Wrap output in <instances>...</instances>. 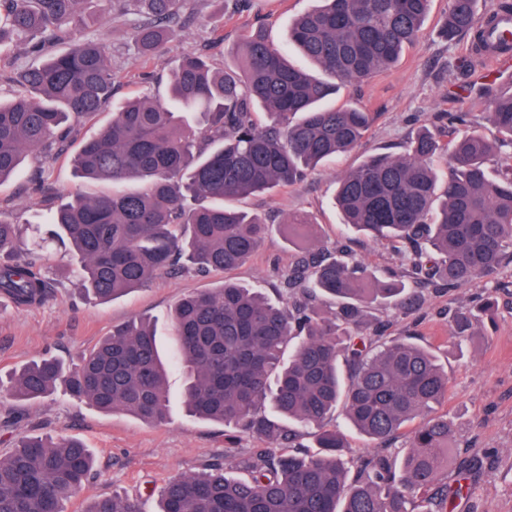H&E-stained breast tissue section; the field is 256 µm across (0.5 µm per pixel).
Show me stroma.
Here are the masks:
<instances>
[{
  "label": "stroma",
  "mask_w": 512,
  "mask_h": 512,
  "mask_svg": "<svg viewBox=\"0 0 512 512\" xmlns=\"http://www.w3.org/2000/svg\"><path fill=\"white\" fill-rule=\"evenodd\" d=\"M313 4L314 0H244L237 7L226 0L220 7L215 0H184L182 24L173 27L161 52L148 61L138 55L132 38L134 15L112 10L102 26L96 20L100 0H88L83 9L91 16L86 36L109 45L117 75L114 99L119 102L140 92L165 95L172 70L190 52H209L220 69L237 67L240 59L233 49L248 27L265 25L272 41L286 46L294 18ZM447 8L448 0H433L422 35L390 70L362 85L340 89L336 106L364 107L374 114L360 148L328 162L301 184L238 201V208L263 215L273 230L257 255L232 271V278L260 285L268 298L277 299L281 276L297 257L317 245L331 247L344 240L354 257L376 274L400 269L401 258L392 248L351 235L342 224L334 205L336 179L356 168L365 155L402 152L419 121L430 120L448 140L461 132L460 127L449 126V113L467 111L471 126L483 125L489 95L512 87L511 69L494 79L479 69L469 36L451 42L439 37L436 25ZM75 151V146L65 147L53 159L39 151L30 153L22 174L0 184V217L23 223L45 212L47 201L61 200L74 190L111 191V183L77 177L72 164ZM293 213L307 215L309 226L289 229L287 220ZM41 262L53 284L43 303L18 308L0 299V379L47 353L77 362L113 326L135 318L150 320L162 350L174 353L172 307L184 296L218 287L222 280L218 274L185 272L99 304L83 298L70 253L51 247L42 252ZM486 292L495 300L492 320L479 325L462 345H455L449 334V312ZM367 320L387 324L388 336L412 337L435 355L447 373L448 396L436 411L455 421L454 451L478 457L488 448L497 451L470 501L458 512H512V263H505L489 280L451 290L423 289L413 315L377 306L369 310ZM166 387L170 415L159 426L119 412L98 411L62 391L37 401H19L0 389V454L7 453L23 433L80 438L94 452L98 474L66 502L64 512H83L92 498L115 493L147 498L168 480L201 471L211 460L231 466L258 448V441L246 435L227 444L224 425L186 413L182 369L169 370ZM7 418L13 419V426H4Z\"/></svg>",
  "instance_id": "obj_1"
}]
</instances>
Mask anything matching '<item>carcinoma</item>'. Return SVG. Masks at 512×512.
Returning <instances> with one entry per match:
<instances>
[{"mask_svg": "<svg viewBox=\"0 0 512 512\" xmlns=\"http://www.w3.org/2000/svg\"><path fill=\"white\" fill-rule=\"evenodd\" d=\"M84 0H0V53L23 43L34 55L65 38L67 48L21 71L26 92L0 101V184L25 157L52 158L77 126L112 105L115 73L106 46L77 35ZM138 17L141 57L156 56L182 0H122ZM294 22L289 41L323 76L294 67L288 50L258 25L242 40L238 69L215 71L206 52L184 55L169 97L136 96L82 139L77 174L139 186L112 194L75 192L48 208L43 240L76 256L84 293L118 299L180 270L227 274L250 261L267 234L257 214L231 203L305 181L318 165L359 148L373 113L328 108L338 88L369 81L419 37L432 0H318ZM477 0H448L439 34L475 33L487 50ZM489 136L467 131L444 143L422 125L401 154L374 153L338 179L344 224L401 254L403 270L378 278L348 245L302 254L283 276L282 300L224 278L180 299L171 313L178 353L168 363L149 322L115 326L71 367L56 357L16 371L7 391L34 400L62 388L106 412L147 425L168 418L170 364L187 375L184 402L195 417L233 428L264 447L237 462L215 460L158 491L155 512H456L484 469L473 457L457 479L441 478L454 422L433 412L448 376L427 348L407 339L354 336L365 309L406 312L417 286L458 288L493 277L512 261V166L491 175L492 157L512 149V93L486 105ZM450 157L439 172L434 158ZM52 283L21 225L0 219V295L21 307L43 302ZM331 306L330 314L323 307ZM492 313L486 297L456 311L451 336L470 335ZM380 445L406 431L396 463L375 454L349 466L337 408ZM312 430L317 451H298ZM94 458L75 438L23 436L0 455V512H64L91 478ZM84 512H145L138 499H95Z\"/></svg>", "mask_w": 512, "mask_h": 512, "instance_id": "obj_1", "label": "carcinoma"}]
</instances>
